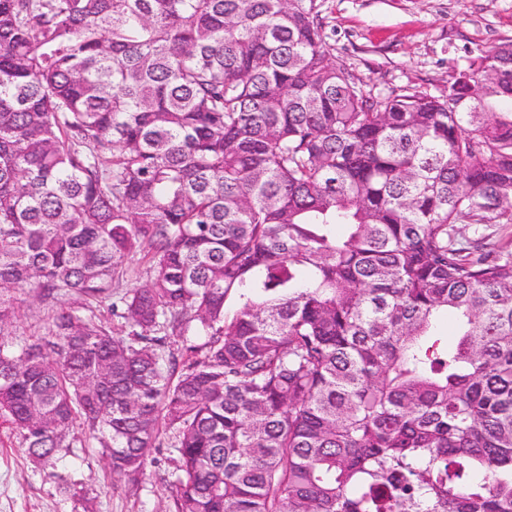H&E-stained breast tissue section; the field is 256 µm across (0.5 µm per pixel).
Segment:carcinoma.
Returning <instances> with one entry per match:
<instances>
[{
	"label": "carcinoma",
	"instance_id": "carcinoma-1",
	"mask_svg": "<svg viewBox=\"0 0 512 512\" xmlns=\"http://www.w3.org/2000/svg\"><path fill=\"white\" fill-rule=\"evenodd\" d=\"M497 101L512 42L375 93L319 0H0V413L27 455L93 440L136 484L166 446L173 512H512ZM31 292L44 333L2 339Z\"/></svg>",
	"mask_w": 512,
	"mask_h": 512
}]
</instances>
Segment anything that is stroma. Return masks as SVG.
I'll list each match as a JSON object with an SVG mask.
<instances>
[{
    "label": "stroma",
    "instance_id": "obj_1",
    "mask_svg": "<svg viewBox=\"0 0 512 512\" xmlns=\"http://www.w3.org/2000/svg\"><path fill=\"white\" fill-rule=\"evenodd\" d=\"M336 63L374 90L436 91L471 51L512 40V0H320ZM139 484L112 477L99 448L76 447L55 464L29 458L0 418V512H173L164 474L169 449Z\"/></svg>",
    "mask_w": 512,
    "mask_h": 512
}]
</instances>
